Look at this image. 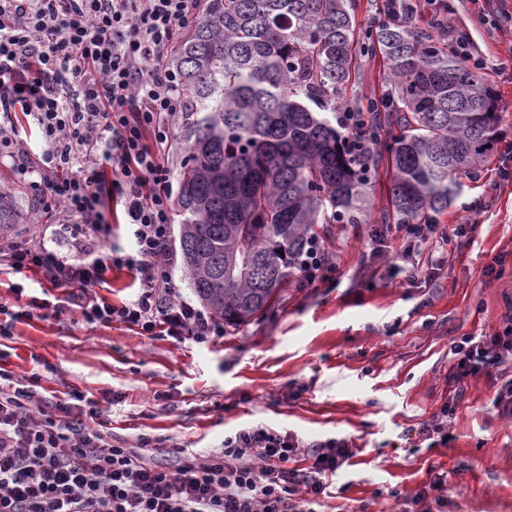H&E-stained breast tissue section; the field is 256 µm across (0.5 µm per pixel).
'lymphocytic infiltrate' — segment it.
I'll use <instances>...</instances> for the list:
<instances>
[{"label": "lymphocytic infiltrate", "instance_id": "obj_1", "mask_svg": "<svg viewBox=\"0 0 512 512\" xmlns=\"http://www.w3.org/2000/svg\"><path fill=\"white\" fill-rule=\"evenodd\" d=\"M429 10L448 29L442 0H382L383 19L407 23ZM203 11V0H0V153L37 175L44 212L74 237L107 243L112 217L132 228V253L60 255L45 244L0 247V263L64 288L88 320L146 333L223 336L211 314L176 299L171 247L170 140L185 94L167 55ZM30 117L42 136L31 155L18 131ZM114 266L140 276L138 298L100 301L93 287ZM448 380L496 382L512 418V313L494 332L453 342ZM0 512H315L329 477L353 456L346 440L304 453L297 439L256 426L225 437L222 454L183 456L174 468L145 460L150 437L119 446L93 425L85 395L44 405L41 376L14 380L0 367Z\"/></svg>", "mask_w": 512, "mask_h": 512}]
</instances>
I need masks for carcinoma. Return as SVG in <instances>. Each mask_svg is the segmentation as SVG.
<instances>
[{"instance_id":"cac0c4a2","label":"carcinoma","mask_w":512,"mask_h":512,"mask_svg":"<svg viewBox=\"0 0 512 512\" xmlns=\"http://www.w3.org/2000/svg\"><path fill=\"white\" fill-rule=\"evenodd\" d=\"M355 0H208L168 55L186 108L179 247L200 302L228 327L271 309L318 224H358L373 176L388 211L423 224L498 142V106L469 63L387 22L357 40ZM381 54L392 108L370 143L336 122L360 50ZM0 192V237L18 223Z\"/></svg>"}]
</instances>
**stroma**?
<instances>
[{"instance_id": "stroma-1", "label": "stroma", "mask_w": 512, "mask_h": 512, "mask_svg": "<svg viewBox=\"0 0 512 512\" xmlns=\"http://www.w3.org/2000/svg\"><path fill=\"white\" fill-rule=\"evenodd\" d=\"M455 35L485 65L481 75L499 104V143L490 160L465 180L460 203L440 224L468 222L461 238L425 249L430 270L412 280L384 275L371 257L368 233L383 223L384 178L368 191L362 224H320L316 232L337 257L326 279H292L268 314L199 344L185 336H144L120 322L88 321L62 288L39 284L34 272L0 270V354L22 377L42 374L44 394L76 390L102 413L114 444L147 435L148 461L175 464L178 449L204 459L224 438L262 424L313 444L344 439L349 465L329 480L320 512H399L448 476L445 512H512V420L494 405L495 387L468 381L446 434L430 432L448 385L453 341L498 328L512 309V0L493 10L485 0H447ZM360 76L343 90L351 100L386 91L381 56L360 59ZM0 191L22 212L11 237L45 241L65 254V226L27 212L40 189L0 157ZM505 271L485 280L495 256Z\"/></svg>"}]
</instances>
